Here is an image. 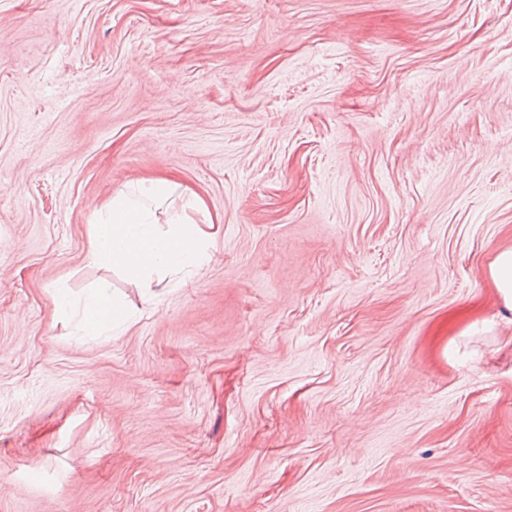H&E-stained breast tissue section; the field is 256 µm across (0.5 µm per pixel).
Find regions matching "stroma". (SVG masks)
<instances>
[{"label": "stroma", "instance_id": "stroma-1", "mask_svg": "<svg viewBox=\"0 0 512 512\" xmlns=\"http://www.w3.org/2000/svg\"><path fill=\"white\" fill-rule=\"evenodd\" d=\"M161 176L147 289L86 251ZM508 248L512 0H0V512H512ZM178 187L173 180L156 178L139 188L140 195L126 190L113 195L91 224L89 263L120 268L146 288L162 269L200 266L207 258V244L195 222H178L164 232L156 227L155 210ZM489 272L497 288L501 308L510 315L512 312V249L499 252ZM124 308L112 299L108 289L96 287L81 307L78 330L82 336H99L112 329V323L124 319Z\"/></svg>", "mask_w": 512, "mask_h": 512}]
</instances>
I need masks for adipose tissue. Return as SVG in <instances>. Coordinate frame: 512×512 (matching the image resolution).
I'll return each mask as SVG.
<instances>
[{
	"instance_id": "1",
	"label": "adipose tissue",
	"mask_w": 512,
	"mask_h": 512,
	"mask_svg": "<svg viewBox=\"0 0 512 512\" xmlns=\"http://www.w3.org/2000/svg\"><path fill=\"white\" fill-rule=\"evenodd\" d=\"M167 178L149 180L138 193L118 191L95 215L89 233V263L121 269L132 281L150 285L152 277L167 268L192 269L207 257V244L198 225L190 220L172 224L160 231L156 210L177 190ZM61 313L79 310L81 335L98 336L125 318L124 308L115 302L107 288L96 287L82 305H75L68 294L54 298Z\"/></svg>"
}]
</instances>
